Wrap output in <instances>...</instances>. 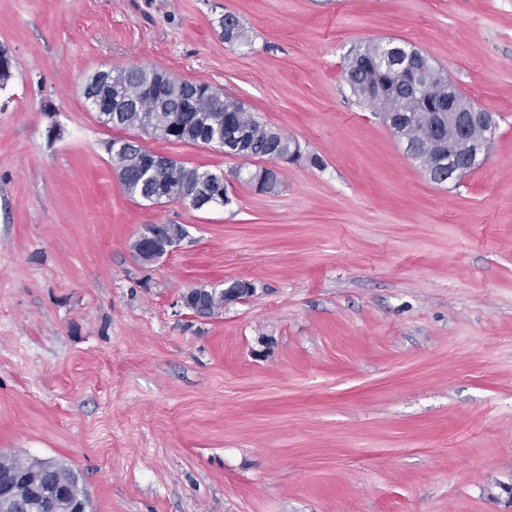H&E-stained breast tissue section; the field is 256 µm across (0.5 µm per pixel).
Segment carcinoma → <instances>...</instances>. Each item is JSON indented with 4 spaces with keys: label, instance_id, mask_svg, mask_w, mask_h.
Returning a JSON list of instances; mask_svg holds the SVG:
<instances>
[{
    "label": "carcinoma",
    "instance_id": "carcinoma-1",
    "mask_svg": "<svg viewBox=\"0 0 512 512\" xmlns=\"http://www.w3.org/2000/svg\"><path fill=\"white\" fill-rule=\"evenodd\" d=\"M383 53V45L378 42L349 53L346 81L358 100L378 112H392L401 120L394 133L407 140L421 168L440 180L447 170L438 158L439 142L449 141L450 133L447 125L437 121L436 113L448 109V76L435 63H430V84L425 94L418 97L411 88L414 71L386 68L380 62ZM154 73L153 68L131 66L115 76L114 82L128 97V107L112 119V126L137 129L167 140L171 114L176 111L183 124L180 142L197 143L195 131L207 127L224 132V141L233 144L235 153L244 157L270 161L291 150L290 139L262 123L238 100L226 96L223 108H216L212 101L215 93L205 82L180 81L173 86L164 105L140 99L138 87L148 82ZM185 100L189 111L181 112L179 108ZM152 155V151L132 143L123 157L115 160L116 166L122 169V187L132 198L151 201L153 184L158 182L178 190L191 178L218 176L216 172L176 160L170 161L163 171L151 172L147 167ZM182 300L192 313L210 317L224 307L226 292L222 288L211 290L201 286L183 294ZM2 476L14 478L13 488L20 497H27L33 486L41 489V496L33 501L34 512H74L76 505L87 496L80 475L58 461L48 469L43 459L1 455Z\"/></svg>",
    "mask_w": 512,
    "mask_h": 512
}]
</instances>
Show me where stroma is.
Listing matches in <instances>:
<instances>
[{
	"instance_id": "1",
	"label": "stroma",
	"mask_w": 512,
	"mask_h": 512,
	"mask_svg": "<svg viewBox=\"0 0 512 512\" xmlns=\"http://www.w3.org/2000/svg\"><path fill=\"white\" fill-rule=\"evenodd\" d=\"M388 40L494 116L458 182L343 77ZM0 47V455L65 462L90 512H512V0H0ZM136 64L300 158L261 193L233 173L264 160L103 124L86 77ZM119 138L231 203L129 197ZM148 224L187 235L145 262ZM236 280L214 316L181 302Z\"/></svg>"
}]
</instances>
